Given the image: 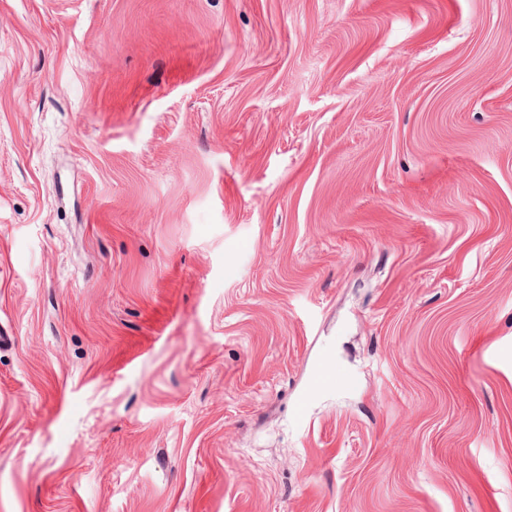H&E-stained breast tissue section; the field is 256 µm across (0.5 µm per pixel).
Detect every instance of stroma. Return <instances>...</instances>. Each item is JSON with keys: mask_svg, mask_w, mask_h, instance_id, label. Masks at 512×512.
<instances>
[{"mask_svg": "<svg viewBox=\"0 0 512 512\" xmlns=\"http://www.w3.org/2000/svg\"><path fill=\"white\" fill-rule=\"evenodd\" d=\"M0 512H512V0H0Z\"/></svg>", "mask_w": 512, "mask_h": 512, "instance_id": "obj_1", "label": "stroma"}]
</instances>
